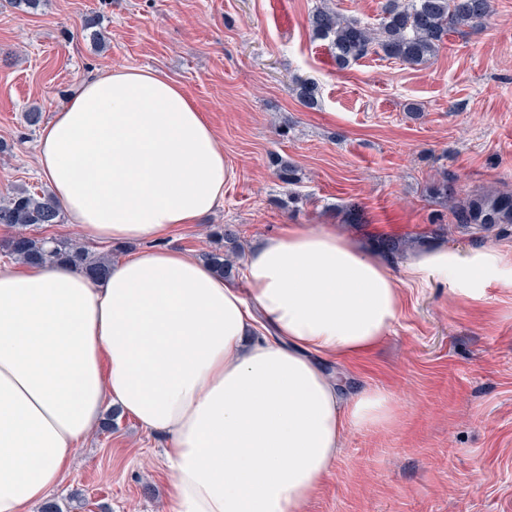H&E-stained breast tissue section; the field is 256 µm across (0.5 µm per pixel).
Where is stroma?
<instances>
[{"instance_id": "35a3bbf8", "label": "stroma", "mask_w": 512, "mask_h": 512, "mask_svg": "<svg viewBox=\"0 0 512 512\" xmlns=\"http://www.w3.org/2000/svg\"><path fill=\"white\" fill-rule=\"evenodd\" d=\"M323 3L374 25L384 0H283L277 13L273 0H45L32 14L0 0V200L45 189L42 125L83 80L147 67L200 107L230 169L222 204L165 246L199 257L218 224L246 247L308 224L370 248L402 240L384 259L397 275L417 252L496 248L505 264L477 291L403 284L379 346L328 364L346 393L388 390L394 419L345 434L306 512H512V224L461 227L428 193L442 179L458 200L512 193V0H493L486 27L450 34L424 64L371 55L344 69L308 26ZM90 16L97 44L83 30ZM296 78L318 84L317 108L298 102ZM33 110L40 124L28 123ZM277 156L298 167V184L276 178ZM349 208L361 223H346ZM164 443L119 416L92 431L48 499L62 512H161Z\"/></svg>"}]
</instances>
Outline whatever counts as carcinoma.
<instances>
[{"instance_id":"cac0c4a2","label":"carcinoma","mask_w":512,"mask_h":512,"mask_svg":"<svg viewBox=\"0 0 512 512\" xmlns=\"http://www.w3.org/2000/svg\"><path fill=\"white\" fill-rule=\"evenodd\" d=\"M492 12L491 0H386L376 27L327 6L309 15V26L314 37L329 41L341 69L370 55L415 66L436 56L445 47L448 35L464 27L486 25ZM293 91L303 106L318 105L315 82L299 80ZM276 176L285 184H294L297 169L280 158L276 161ZM452 215L457 224H512V194L468 197L452 207ZM62 222V207L49 192H16L0 201V226L12 230L0 241V251L23 264L67 262L94 283L105 279L112 269L109 258L68 240L36 238L28 233L33 226ZM213 237L214 247L205 253V259L217 274L229 277L234 268L231 257L239 250L238 233L229 225H220Z\"/></svg>"}]
</instances>
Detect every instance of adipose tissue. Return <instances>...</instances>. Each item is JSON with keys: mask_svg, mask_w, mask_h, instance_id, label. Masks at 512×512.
I'll return each instance as SVG.
<instances>
[{"mask_svg": "<svg viewBox=\"0 0 512 512\" xmlns=\"http://www.w3.org/2000/svg\"><path fill=\"white\" fill-rule=\"evenodd\" d=\"M39 168L70 223L138 244L97 283L60 261L0 267V512H30L117 407L166 440L167 512H305L345 432L389 423L394 399H344L320 359L372 352L402 280L473 285L487 248L423 252L403 276L348 238L283 225L240 281L164 247L224 200V152L164 73L110 69L41 131Z\"/></svg>", "mask_w": 512, "mask_h": 512, "instance_id": "ef3b65f1", "label": "adipose tissue"}]
</instances>
